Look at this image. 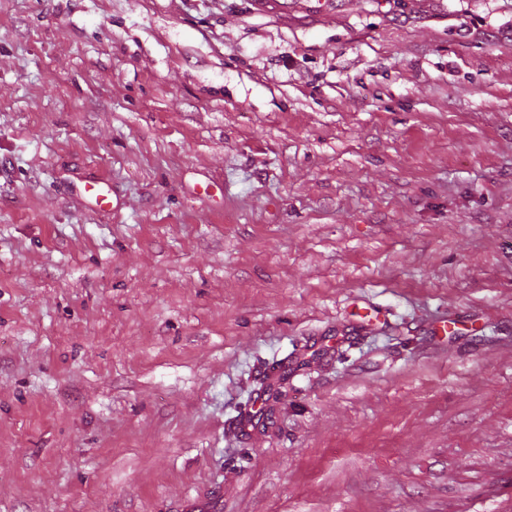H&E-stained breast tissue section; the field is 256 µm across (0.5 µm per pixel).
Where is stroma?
Segmentation results:
<instances>
[{
	"instance_id": "obj_1",
	"label": "stroma",
	"mask_w": 512,
	"mask_h": 512,
	"mask_svg": "<svg viewBox=\"0 0 512 512\" xmlns=\"http://www.w3.org/2000/svg\"><path fill=\"white\" fill-rule=\"evenodd\" d=\"M0 512H512V0H0ZM83 195L89 198L99 210L105 211L111 204L113 190L109 183L94 180L84 185Z\"/></svg>"
}]
</instances>
